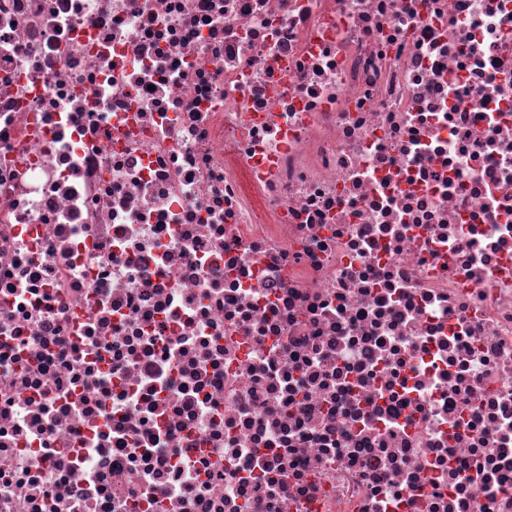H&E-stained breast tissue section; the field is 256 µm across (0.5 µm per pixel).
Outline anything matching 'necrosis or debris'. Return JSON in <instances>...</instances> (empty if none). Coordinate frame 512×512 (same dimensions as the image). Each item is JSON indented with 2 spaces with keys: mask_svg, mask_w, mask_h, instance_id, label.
I'll return each mask as SVG.
<instances>
[{
  "mask_svg": "<svg viewBox=\"0 0 512 512\" xmlns=\"http://www.w3.org/2000/svg\"><path fill=\"white\" fill-rule=\"evenodd\" d=\"M0 512H512V0H0Z\"/></svg>",
  "mask_w": 512,
  "mask_h": 512,
  "instance_id": "necrosis-or-debris-1",
  "label": "necrosis or debris"
}]
</instances>
